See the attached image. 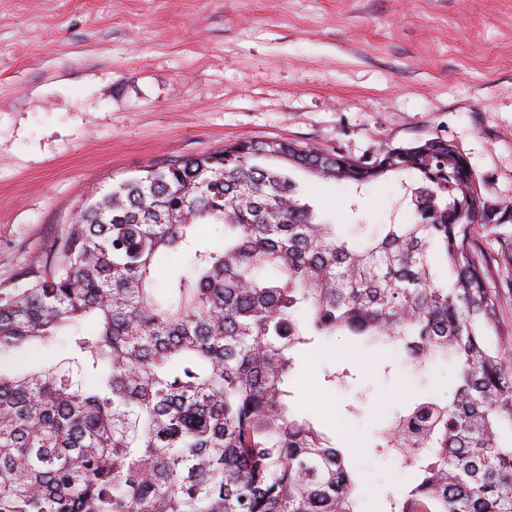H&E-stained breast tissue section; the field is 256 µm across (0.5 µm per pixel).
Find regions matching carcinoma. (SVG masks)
<instances>
[{"label": "carcinoma", "instance_id": "carcinoma-1", "mask_svg": "<svg viewBox=\"0 0 512 512\" xmlns=\"http://www.w3.org/2000/svg\"><path fill=\"white\" fill-rule=\"evenodd\" d=\"M293 170L357 187L414 172L413 222L351 243ZM475 188L440 137L363 167L259 141L151 164L86 204L44 275L0 291V354L68 348L0 368V512H356L344 455L289 401L296 354L337 334L456 361L451 398L409 402L380 435L410 476L390 512H512V358L472 255L496 214ZM176 252L192 273L160 292ZM191 271V254L176 253L158 265L157 284L164 287L171 273H189Z\"/></svg>", "mask_w": 512, "mask_h": 512}]
</instances>
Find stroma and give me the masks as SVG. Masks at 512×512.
<instances>
[{"mask_svg": "<svg viewBox=\"0 0 512 512\" xmlns=\"http://www.w3.org/2000/svg\"><path fill=\"white\" fill-rule=\"evenodd\" d=\"M441 137L482 195L512 205V0H0V289L43 270L79 210L148 165L238 141L352 160ZM297 179L341 233L412 220L410 173ZM512 349V222L476 226ZM346 372L324 381L326 370ZM452 366L332 336L290 380L358 478V512L406 486L377 434L409 399L448 397Z\"/></svg>", "mask_w": 512, "mask_h": 512, "instance_id": "obj_1", "label": "stroma"}]
</instances>
